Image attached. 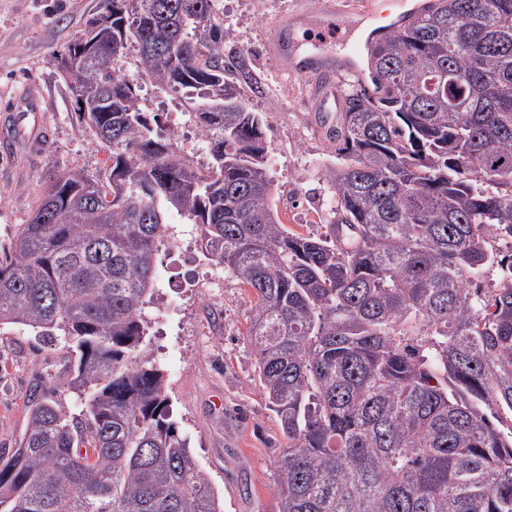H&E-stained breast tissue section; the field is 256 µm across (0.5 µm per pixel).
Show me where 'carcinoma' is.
<instances>
[{
  "label": "carcinoma",
  "mask_w": 512,
  "mask_h": 512,
  "mask_svg": "<svg viewBox=\"0 0 512 512\" xmlns=\"http://www.w3.org/2000/svg\"><path fill=\"white\" fill-rule=\"evenodd\" d=\"M229 35L211 0H102L67 46L112 167L48 184L0 262V326L76 353L81 410L29 400L0 512H222L147 349L173 212L254 296L255 382L286 440L278 512H512V254L491 245L512 240V0H432L376 44L386 92L344 95L317 237L282 224ZM132 41L158 86L216 105L195 112L210 166L156 137L113 67ZM494 264L499 287H473Z\"/></svg>",
  "instance_id": "cac0c4a2"
}]
</instances>
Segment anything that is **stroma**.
Here are the masks:
<instances>
[{
	"label": "stroma",
	"instance_id": "35a3bbf8",
	"mask_svg": "<svg viewBox=\"0 0 512 512\" xmlns=\"http://www.w3.org/2000/svg\"><path fill=\"white\" fill-rule=\"evenodd\" d=\"M298 0H214V11L233 39L235 74L243 103L264 121L268 170L275 204L289 230L324 233L336 199L326 183L335 156L309 122V79L282 69L274 53L277 26L298 12ZM100 10V0H0V109L26 85L42 93L43 120L54 135L37 161L23 147L0 155V258L19 225L27 223L46 185L65 170L105 178L108 153L81 124L56 58ZM181 247L158 265L147 309L150 349L162 368L172 418L188 436L224 512H277L275 463L285 443L275 414L252 381L255 356L246 335L252 305L248 290L225 275L211 292V261L188 263L193 232L170 218ZM65 348L35 345L28 328L0 327V449L14 447L26 428L33 389H57L61 404L77 410Z\"/></svg>",
	"mask_w": 512,
	"mask_h": 512
}]
</instances>
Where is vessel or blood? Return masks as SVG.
<instances>
[{
    "label": "vessel or blood",
    "mask_w": 512,
    "mask_h": 512,
    "mask_svg": "<svg viewBox=\"0 0 512 512\" xmlns=\"http://www.w3.org/2000/svg\"><path fill=\"white\" fill-rule=\"evenodd\" d=\"M302 18L314 29L304 57L294 59L288 52L287 44L281 40L276 42L275 52L286 71L318 80L320 87L311 99L312 109H323L326 103L335 98L334 77L339 72L353 76L374 95L382 94L383 89L376 84L370 67V55L377 39L375 33L351 38L350 12L335 10L330 0H313ZM339 37L347 39L349 45L345 55L340 57L332 49ZM18 136L22 137L23 146L32 157L42 152L49 138V131L40 119L39 97L35 92L26 91L17 95L8 117L0 121L1 140L11 141Z\"/></svg>",
    "instance_id": "b4317fda"
}]
</instances>
